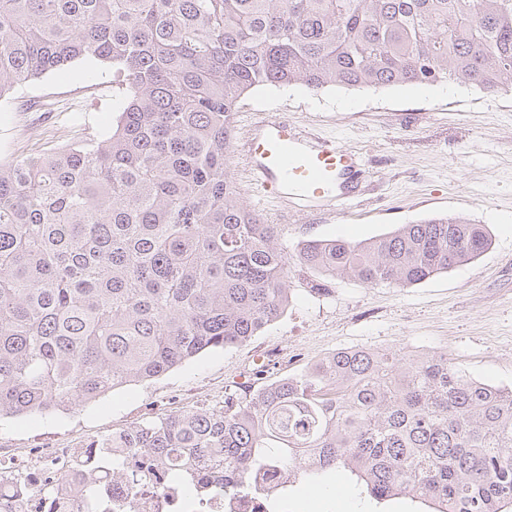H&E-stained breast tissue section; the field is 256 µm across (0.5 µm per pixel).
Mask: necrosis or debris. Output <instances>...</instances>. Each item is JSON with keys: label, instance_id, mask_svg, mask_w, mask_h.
<instances>
[{"label": "necrosis or debris", "instance_id": "necrosis-or-debris-1", "mask_svg": "<svg viewBox=\"0 0 512 512\" xmlns=\"http://www.w3.org/2000/svg\"><path fill=\"white\" fill-rule=\"evenodd\" d=\"M97 448H0V498L17 512H83L81 484L97 480L104 490L99 512H268L287 505L294 470L272 463L257 470L240 491L225 490L210 463L194 467V483H173L152 468L147 481L130 485L106 470L89 469Z\"/></svg>", "mask_w": 512, "mask_h": 512}]
</instances>
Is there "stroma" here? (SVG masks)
I'll return each instance as SVG.
<instances>
[{
    "label": "stroma",
    "instance_id": "stroma-1",
    "mask_svg": "<svg viewBox=\"0 0 512 512\" xmlns=\"http://www.w3.org/2000/svg\"><path fill=\"white\" fill-rule=\"evenodd\" d=\"M120 98L111 67L94 60L45 74L0 102V159L102 138ZM238 111H264L336 137L364 165L355 224L322 212L287 213L243 188L244 201L280 225L285 252L307 239L364 241L432 215L484 225L490 248L472 263L407 288L322 278L291 265V306L246 343L206 352L72 411L2 420L1 447L75 448L177 410L222 409L225 392L242 382L252 356L266 345L288 350L287 361L264 374L266 384L332 352L370 348L445 355L474 379L512 387V92L487 94L448 82L318 92L260 87ZM328 482L318 498L297 487L290 495L296 512H426L404 495L376 504L341 469Z\"/></svg>",
    "mask_w": 512,
    "mask_h": 512
}]
</instances>
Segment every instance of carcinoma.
Returning <instances> with one entry per match:
<instances>
[{"mask_svg":"<svg viewBox=\"0 0 512 512\" xmlns=\"http://www.w3.org/2000/svg\"><path fill=\"white\" fill-rule=\"evenodd\" d=\"M86 58L122 88L112 133L0 161V419L69 411L279 319L292 302L280 225L229 173L240 100L438 81L512 91V0H0V101ZM489 246L483 225L435 216L304 240L295 261L407 288ZM108 447L131 478L136 454L174 475L214 456L231 491L276 462L319 487L343 468L379 502L512 512V388L445 355L340 350Z\"/></svg>","mask_w":512,"mask_h":512,"instance_id":"obj_1","label":"carcinoma"}]
</instances>
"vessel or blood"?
Segmentation results:
<instances>
[{"mask_svg": "<svg viewBox=\"0 0 512 512\" xmlns=\"http://www.w3.org/2000/svg\"><path fill=\"white\" fill-rule=\"evenodd\" d=\"M236 152L251 187L292 211L346 213L359 155L336 139L301 130L268 113L251 122Z\"/></svg>", "mask_w": 512, "mask_h": 512, "instance_id": "vessel-or-blood-1", "label": "vessel or blood"}]
</instances>
